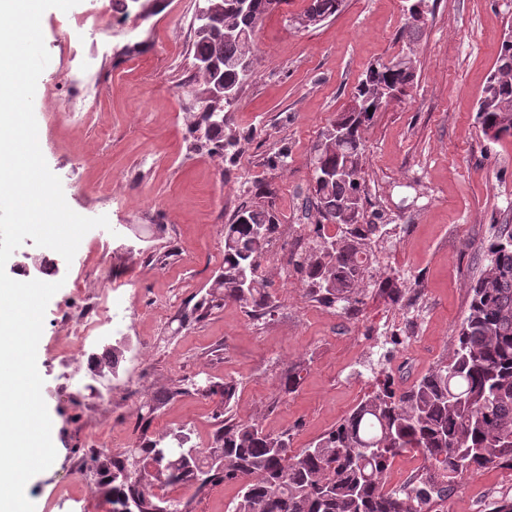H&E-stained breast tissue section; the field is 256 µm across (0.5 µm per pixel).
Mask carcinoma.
<instances>
[{
  "mask_svg": "<svg viewBox=\"0 0 512 512\" xmlns=\"http://www.w3.org/2000/svg\"><path fill=\"white\" fill-rule=\"evenodd\" d=\"M343 0H310L303 15L329 18ZM282 0H250L248 10L233 0H204L214 11L210 35L196 37L193 66L202 77L204 108L196 127L231 104L209 96L213 73L200 61L216 60L224 82L241 91L253 75L252 36L262 18ZM248 61V68L242 67ZM414 49L368 68L351 103L321 132L314 147L308 250L293 262L308 295L332 307L352 310L373 264L371 241L384 234L380 215L367 214L362 187L364 131L388 96L412 88ZM490 141L512 138V41L504 40L477 109ZM226 123L206 132L202 146L235 162L236 134ZM346 138L330 143L327 132ZM353 169L356 178L324 182L326 170ZM265 203L243 204L224 225V267L203 303L232 299L262 318L277 308L261 273L278 224L271 193ZM489 264L470 287V301L449 358L407 388L389 373L374 372V389L314 445L292 450L291 434H270L253 421L227 416L236 384L217 387L209 378L193 382L203 396L220 395L222 419L213 443L188 459L159 460L156 449L168 437L139 440L126 452V468L112 476V504L130 503L135 512H159L166 500L152 488L191 484L195 495L219 482L240 483L233 512H439L464 476L491 466L512 469V225L502 224L487 245ZM414 452L426 463L424 476L400 490L382 482L391 461Z\"/></svg>",
  "mask_w": 512,
  "mask_h": 512,
  "instance_id": "carcinoma-1",
  "label": "carcinoma"
}]
</instances>
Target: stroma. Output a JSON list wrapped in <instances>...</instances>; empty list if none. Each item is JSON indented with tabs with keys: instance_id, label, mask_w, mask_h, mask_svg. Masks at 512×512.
Returning <instances> with one entry per match:
<instances>
[{
	"instance_id": "obj_1",
	"label": "stroma",
	"mask_w": 512,
	"mask_h": 512,
	"mask_svg": "<svg viewBox=\"0 0 512 512\" xmlns=\"http://www.w3.org/2000/svg\"><path fill=\"white\" fill-rule=\"evenodd\" d=\"M203 0H80L41 20L51 59L37 88L40 148L62 183L70 208L107 216L113 236L99 250L95 232L77 256H108L109 285L129 306L128 328L105 331L76 352L57 332L80 300L76 265L54 255L62 288L49 301L37 349L42 395L57 450L53 465L32 477L39 512H109L99 480L83 484L70 462L97 442L123 452L140 436L179 431L190 443L212 442L220 422L215 399L196 395V377L234 379L233 414L270 433L290 431L307 447L347 416L371 390L373 371L389 368L410 386L450 355L469 304L468 288L487 264L499 225L512 224V138L485 139L475 114L498 48L512 33V0H428L416 45L403 32L407 0H344L341 10L303 29L292 19L308 0H285L258 25L254 74L230 111L240 135L236 165L196 147L190 113L201 111L203 82L193 68L192 28ZM93 15L77 27L78 15ZM416 51L405 102L376 113L365 132V191L391 229L355 312L312 301L288 263V245L270 248L263 273L277 299L273 317L254 318L239 303L197 316L224 263V226L247 189L269 186L283 224L309 225L313 149L368 66ZM94 86L84 113L69 111L73 77ZM287 165L267 160L278 147ZM160 337L166 347L152 351ZM398 344H391V337ZM117 358L112 407L97 414L100 362ZM151 371L145 398L170 396L143 426L127 387ZM302 371L295 392L281 381ZM238 484L205 495L167 488L193 512H232ZM512 497V470L466 475L444 512H475L478 503Z\"/></svg>"
}]
</instances>
